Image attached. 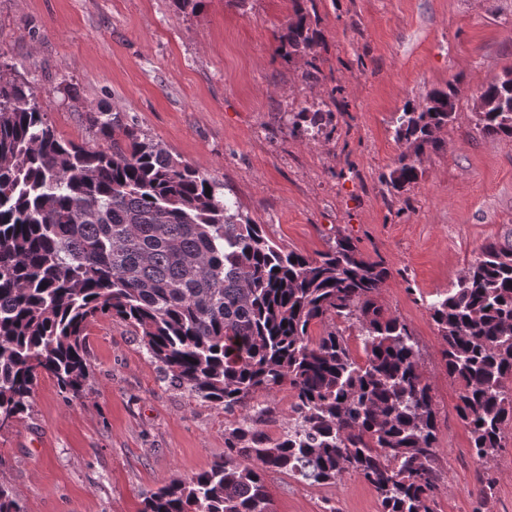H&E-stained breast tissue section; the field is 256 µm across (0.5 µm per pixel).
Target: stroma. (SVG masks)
<instances>
[{"label":"stroma","instance_id":"1","mask_svg":"<svg viewBox=\"0 0 512 512\" xmlns=\"http://www.w3.org/2000/svg\"><path fill=\"white\" fill-rule=\"evenodd\" d=\"M289 0H0V64L35 85L64 140L92 143L84 107L125 120L220 183L226 197L286 248L309 256L336 236L384 262L379 299L403 319L438 411L441 492L435 512H474L483 469L456 406L428 307L483 244L512 241V139L484 137L473 100L512 68V0H317L321 75L275 56ZM457 83L444 151L391 197L380 176L401 151L393 120L406 102ZM341 106L308 139L291 115ZM91 390L66 401L41 378L32 411L0 432V479L26 512H141L146 492L224 455L234 414L171 385L134 328H87ZM486 512H512V428L491 465ZM275 512H380L354 474L331 486L270 471Z\"/></svg>","mask_w":512,"mask_h":512}]
</instances>
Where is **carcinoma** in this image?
<instances>
[{"label":"carcinoma","mask_w":512,"mask_h":512,"mask_svg":"<svg viewBox=\"0 0 512 512\" xmlns=\"http://www.w3.org/2000/svg\"><path fill=\"white\" fill-rule=\"evenodd\" d=\"M277 55L320 72L314 0H291ZM477 126L512 138V70L482 86ZM453 83L407 103L394 125L402 151L383 176L399 196L444 150L457 111ZM297 112L291 132L314 138L323 113ZM93 146L58 137L31 83L0 73V417L28 415L40 377L65 398L90 386L86 329L100 318L133 327L170 382L240 410L224 457L150 492L142 512H271L265 473L312 485L352 473L381 512H434L441 491L432 387L409 326L378 299L388 269L336 236L311 257L289 250L218 193L215 180L110 110L87 108ZM512 244L484 245L456 288L430 304L457 413L488 466L512 426ZM342 319L363 337L357 363ZM325 327L317 338L311 326ZM293 392L294 422L269 442L258 394ZM476 512L494 478L479 480ZM0 512H26L0 482Z\"/></svg>","instance_id":"obj_1"}]
</instances>
